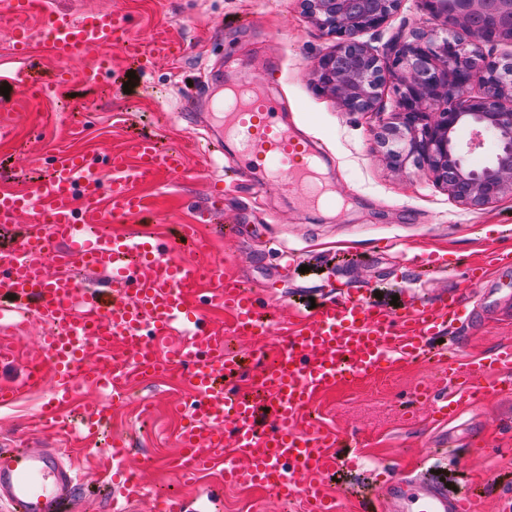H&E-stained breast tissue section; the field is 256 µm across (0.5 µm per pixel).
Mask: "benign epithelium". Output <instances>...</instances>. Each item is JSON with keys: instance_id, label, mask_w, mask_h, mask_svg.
<instances>
[{"instance_id": "obj_1", "label": "benign epithelium", "mask_w": 512, "mask_h": 512, "mask_svg": "<svg viewBox=\"0 0 512 512\" xmlns=\"http://www.w3.org/2000/svg\"><path fill=\"white\" fill-rule=\"evenodd\" d=\"M419 2L432 16L445 18L452 33L397 40L383 63L353 36L382 27L399 0H303L307 17L336 41L334 51L312 66L311 83L347 112H377L390 74L397 110L380 139L387 166L399 171L411 160L420 162L450 196L479 209L512 193V79L483 52L487 44L512 43V0H456L452 13L448 0ZM477 15L489 16L500 36L487 42L477 34L470 25ZM464 126L499 135V150L479 170L466 164V150L457 140Z\"/></svg>"}]
</instances>
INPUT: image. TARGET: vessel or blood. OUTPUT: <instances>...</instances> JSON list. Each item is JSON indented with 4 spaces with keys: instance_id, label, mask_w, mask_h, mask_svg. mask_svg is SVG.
<instances>
[{
    "instance_id": "b4317fda",
    "label": "vessel or blood",
    "mask_w": 512,
    "mask_h": 512,
    "mask_svg": "<svg viewBox=\"0 0 512 512\" xmlns=\"http://www.w3.org/2000/svg\"><path fill=\"white\" fill-rule=\"evenodd\" d=\"M0 12L18 21L14 54L20 61L29 57L31 32L25 20L34 13L42 19L51 59L68 62L97 51L95 64L84 73L91 86L114 71L113 44L170 58L179 49L166 25L141 42L131 14L121 8L77 19L66 11L43 9L40 0H0ZM207 109L232 138L245 168L267 171L270 181L287 187L304 204L335 203L336 192L321 176L317 151L289 132L278 101L257 91L247 70H240L229 86L209 87ZM187 171L180 149H160L145 136L130 149L113 151L102 166L84 154L58 151L46 179L24 192L0 193V224L13 223L21 213L33 224L14 248L0 250V295L11 300L0 306V331L35 320L55 327L42 337L44 357L29 363L25 379L30 387L51 381L37 412L38 429L51 435L73 392L90 386L98 398L83 411L81 439L93 445L101 423L124 406L129 379L175 366L190 383L192 399L180 408L186 424L173 471L191 480L217 469L225 484L301 501L305 512H336L330 476L343 465L334 451L336 435L303 425L316 397L425 358L450 323L470 321L474 312L452 294L430 304L410 301L392 315L349 290L299 313L279 357L260 369L259 393L267 397L271 417L259 424L255 400L234 388L216 387L217 376L229 369L224 341L219 331L196 318L192 302L193 292L202 290L207 305L230 312L237 334L271 335L255 294L230 277L223 264L172 257L152 236L87 237L88 225L141 216L146 209L141 185ZM76 266L108 272L122 286L118 302L105 299L99 289L80 286L71 274ZM499 267H512L511 249L487 253L471 265L468 277L482 281ZM180 328L190 340L175 365L162 355L159 341ZM444 374L453 383L451 390L430 398L443 424L512 386V344L469 361L463 373L447 364ZM128 453L125 439L113 436L108 487L114 512H126L140 489L136 473L125 465ZM237 455L245 458V466L234 463ZM80 493L78 475L57 449L0 450V504H8L9 512H74ZM217 496V490L200 489L187 501L160 499L155 512H211ZM474 510L470 496L448 492L439 481L393 473L376 512Z\"/></svg>"
}]
</instances>
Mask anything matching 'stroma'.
Returning <instances> with one entry per match:
<instances>
[{
	"label": "stroma",
	"instance_id": "35a3bbf8",
	"mask_svg": "<svg viewBox=\"0 0 512 512\" xmlns=\"http://www.w3.org/2000/svg\"><path fill=\"white\" fill-rule=\"evenodd\" d=\"M46 2L48 8L77 17L121 7L145 33L159 22H169L182 56L136 59L124 49H113L116 71L90 87L79 78L97 57L89 52L68 64L69 81L58 85L55 96L44 103L33 99L30 84L12 81L18 68L15 21L0 15V83L10 88L8 95L0 94V126L12 129L11 140L0 141V191L29 188L48 172L59 148L102 161L137 137L156 136L163 145L185 151L191 173L143 185L148 210L138 223H112L109 231L155 233L160 241L177 243L182 256L223 262L230 276L258 293L278 281L280 252L297 253L307 272H294L286 299L265 296L262 306L281 328L295 321L299 292L326 300L332 286L345 284L393 314L398 302H434L451 293L472 305L485 304L486 314L461 332L458 364L512 342V269L493 274L480 287L468 286L465 280L467 266L499 245L497 228H512V194L468 209L416 165L390 170L381 159L375 133L395 108L391 86L382 89L379 112L367 114L344 111L334 99L317 93L311 67L335 42L307 18L301 0ZM445 27L444 20L423 11L418 0H400L381 28L361 32L357 39L381 55L395 39ZM233 62L250 66L263 89L276 93L289 127L324 156L325 180L336 189L335 209L310 210L277 186L259 191V178L237 169L233 153L213 152L206 112L184 111L189 81ZM218 179L224 182L220 193L212 186ZM184 224L198 225L197 242L182 240ZM403 247L445 256L448 267L437 272L406 270L400 263ZM198 311L210 327L222 331L227 352L236 358L237 370L226 378V385L254 393L256 362L276 360L278 340L236 335L223 308L202 305ZM47 331L46 325L31 322L7 335L16 360L12 369L0 372L1 383H22L27 362L39 356V338ZM439 368L437 359L417 360L354 387L326 392L315 401L313 420L333 430L338 441L358 442L357 468L330 478L337 491L336 512H358L362 494L381 496L376 477L387 464L400 470L418 468L429 479L443 478L454 492L475 488L481 512H503L504 502L512 499V392L464 409L453 423L456 447L443 448L430 404L415 398L418 389L436 380ZM187 396L176 372L134 383L131 404L113 413L97 450L86 454L63 448L85 489L78 512H111L106 446L118 433L131 442L126 464L139 470L144 489L129 512H154L160 493L184 495L166 460L177 446L176 409ZM44 397V390L34 387L0 407V449L19 440L30 448L45 446V438L31 423ZM218 512L303 510L301 502L235 486L225 488Z\"/></svg>",
	"mask_w": 512,
	"mask_h": 512
}]
</instances>
